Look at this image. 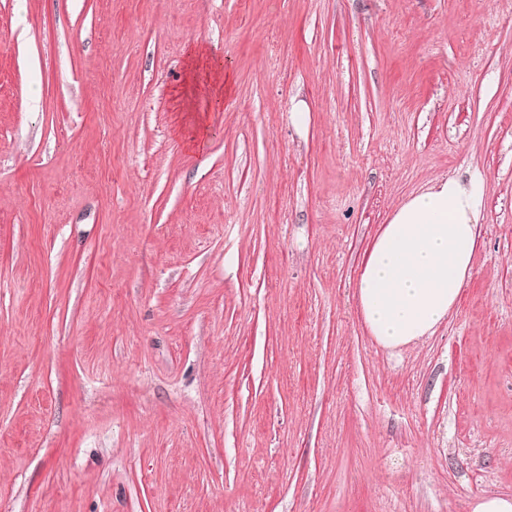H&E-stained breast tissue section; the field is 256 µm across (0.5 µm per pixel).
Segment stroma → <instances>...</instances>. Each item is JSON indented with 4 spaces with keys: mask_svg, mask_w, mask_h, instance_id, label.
<instances>
[{
    "mask_svg": "<svg viewBox=\"0 0 512 512\" xmlns=\"http://www.w3.org/2000/svg\"><path fill=\"white\" fill-rule=\"evenodd\" d=\"M477 171L458 307L383 349L371 240ZM481 493L512 494V0H0V512Z\"/></svg>",
    "mask_w": 512,
    "mask_h": 512,
    "instance_id": "obj_1",
    "label": "stroma"
}]
</instances>
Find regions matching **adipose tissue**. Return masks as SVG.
<instances>
[{"mask_svg": "<svg viewBox=\"0 0 512 512\" xmlns=\"http://www.w3.org/2000/svg\"><path fill=\"white\" fill-rule=\"evenodd\" d=\"M483 185L478 173L437 182L408 197L375 236L356 297L380 346L396 349L433 335L456 309L472 276Z\"/></svg>", "mask_w": 512, "mask_h": 512, "instance_id": "adipose-tissue-1", "label": "adipose tissue"}]
</instances>
